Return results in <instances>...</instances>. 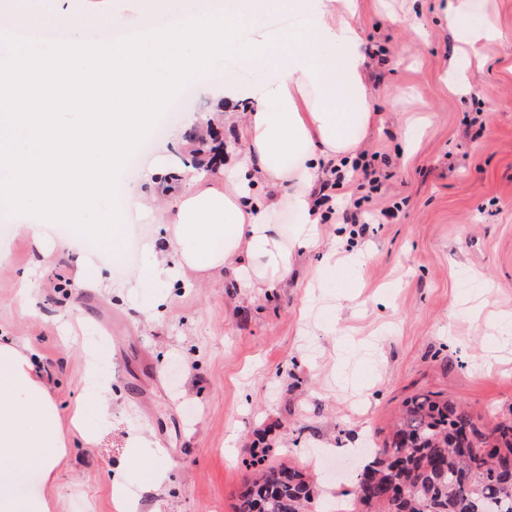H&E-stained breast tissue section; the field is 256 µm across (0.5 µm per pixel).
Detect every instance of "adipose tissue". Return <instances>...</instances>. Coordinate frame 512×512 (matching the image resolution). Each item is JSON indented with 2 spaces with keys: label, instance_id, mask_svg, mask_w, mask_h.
Returning a JSON list of instances; mask_svg holds the SVG:
<instances>
[{
  "label": "adipose tissue",
  "instance_id": "1",
  "mask_svg": "<svg viewBox=\"0 0 512 512\" xmlns=\"http://www.w3.org/2000/svg\"><path fill=\"white\" fill-rule=\"evenodd\" d=\"M487 0H448L445 19L464 50L478 54L501 29ZM242 12L250 39L272 31L271 15L287 13V29L261 58L224 70L214 98L248 97L253 111L226 112L241 148L223 178L189 169L172 201L124 200V210L148 211L165 226L138 288L170 284L187 273L229 272L244 288H275L291 277L302 250L317 246L320 213L314 205L323 172L356 156L383 117L372 103L369 56L355 21L356 0H225ZM255 75L242 86L241 71ZM272 81H264L266 71ZM59 413L30 355L0 342V512H53L45 493L67 454L56 431Z\"/></svg>",
  "mask_w": 512,
  "mask_h": 512
}]
</instances>
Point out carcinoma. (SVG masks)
I'll return each mask as SVG.
<instances>
[{
	"mask_svg": "<svg viewBox=\"0 0 512 512\" xmlns=\"http://www.w3.org/2000/svg\"><path fill=\"white\" fill-rule=\"evenodd\" d=\"M366 454L361 512H512V422L485 431L466 408L417 394ZM313 500L306 474L280 462L254 472L236 512H308Z\"/></svg>",
	"mask_w": 512,
	"mask_h": 512,
	"instance_id": "1",
	"label": "carcinoma"
}]
</instances>
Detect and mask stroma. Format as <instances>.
<instances>
[{
    "mask_svg": "<svg viewBox=\"0 0 512 512\" xmlns=\"http://www.w3.org/2000/svg\"><path fill=\"white\" fill-rule=\"evenodd\" d=\"M445 0H359L372 57L370 84L383 122L362 147L388 161L378 216L367 231L332 217L318 248L301 253L286 287L259 292L216 275L191 288H130L163 225L136 213L119 261L90 248L84 280L65 254L43 256L15 228L0 231V339L26 346L46 377L68 453L46 487L54 512H116L112 477L124 472L138 512H235L256 441L268 462L313 479L311 512H353L349 494L368 438L390 431L405 403L432 392L486 428L512 421V0H491L503 31L482 49L469 87L451 79L456 31ZM391 96H384V89ZM213 105L196 86L180 119L121 173L120 196L179 194L182 170L207 176L239 148L215 129L219 161L185 150ZM164 160L160 180L146 169ZM399 205L397 218L381 216ZM357 257L354 299L310 287L327 254ZM120 291H112V284ZM112 405L95 444L71 428L88 389V348ZM156 453L129 460L133 436ZM157 473L148 494L143 475Z\"/></svg>",
    "mask_w": 512,
    "mask_h": 512,
    "instance_id": "35a3bbf8",
    "label": "stroma"
}]
</instances>
